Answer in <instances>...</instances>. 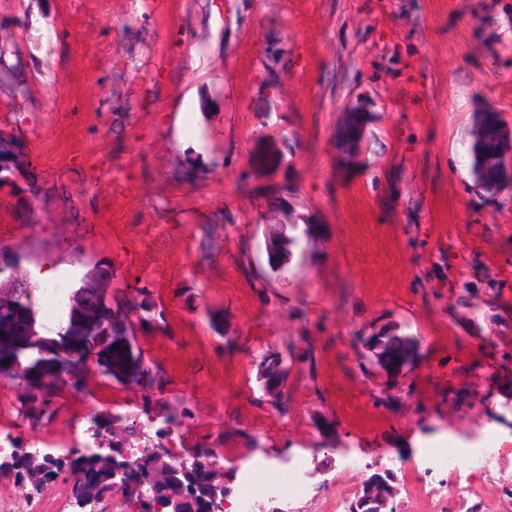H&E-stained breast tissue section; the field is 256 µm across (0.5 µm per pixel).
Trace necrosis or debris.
Here are the masks:
<instances>
[{
	"instance_id": "1",
	"label": "necrosis or debris",
	"mask_w": 512,
	"mask_h": 512,
	"mask_svg": "<svg viewBox=\"0 0 512 512\" xmlns=\"http://www.w3.org/2000/svg\"><path fill=\"white\" fill-rule=\"evenodd\" d=\"M83 259L73 258L55 267V275L42 277L43 263H32L28 278L36 280L33 288L23 289L21 300L31 318L40 319L54 328H63L72 305V290L80 282ZM112 369L111 362L87 355L82 357L76 371L59 379L61 387H84L86 395L79 400L61 396L45 402V415L50 430L30 434L26 428L28 413L21 403L0 402V458H9L14 449L25 448L42 460L77 459L81 454L100 450L105 423L132 428L143 444L161 441L170 450L174 464H181L186 454L183 440L192 430V400L179 405L177 422L154 419L147 409L132 407L124 397L107 399L110 389L103 376ZM512 453V445L500 442L493 434H485L479 447L457 455L439 447L424 450L420 467L427 472L445 471L456 476L457 497H465L466 482L474 473L487 472L492 462ZM239 490L232 512H257L262 501L278 502L283 512L306 497L309 479L303 460L278 463L266 457H252L240 467Z\"/></svg>"
}]
</instances>
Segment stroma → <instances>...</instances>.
<instances>
[{"instance_id": "obj_1", "label": "stroma", "mask_w": 512, "mask_h": 512, "mask_svg": "<svg viewBox=\"0 0 512 512\" xmlns=\"http://www.w3.org/2000/svg\"><path fill=\"white\" fill-rule=\"evenodd\" d=\"M0 47L37 186L26 222L0 192V261L85 248L150 361L113 387L194 397L225 500L250 453L305 460L295 512L387 467L395 512H512V455L463 505L416 472L447 434L512 444V182L460 171L479 108L512 144V0H0ZM383 332L420 342L395 376L360 343ZM284 355L275 405L261 362Z\"/></svg>"}]
</instances>
